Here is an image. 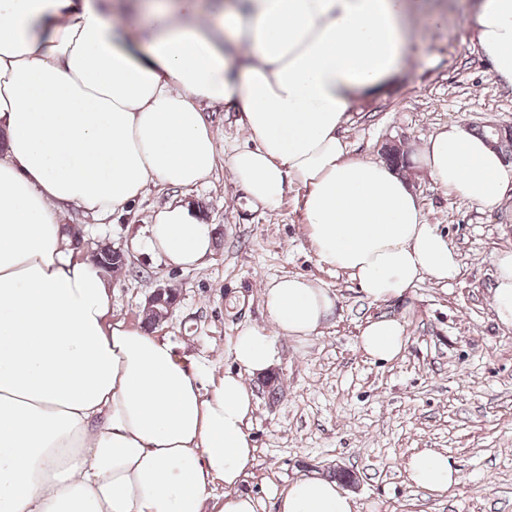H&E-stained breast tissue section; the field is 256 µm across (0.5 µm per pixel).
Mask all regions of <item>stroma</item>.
Returning a JSON list of instances; mask_svg holds the SVG:
<instances>
[{"label":"stroma","instance_id":"obj_1","mask_svg":"<svg viewBox=\"0 0 512 512\" xmlns=\"http://www.w3.org/2000/svg\"><path fill=\"white\" fill-rule=\"evenodd\" d=\"M470 13L471 0H462L444 26L419 30L405 71L352 104L340 130L351 157L381 159L388 141L413 147L451 121L512 126V84L495 76ZM203 116L222 155L206 182L191 190L152 182L107 219L71 209L61 221L83 225L74 248L83 260L105 245L124 247L171 203L190 204L211 224L213 252L201 266L177 269L131 251L128 272L112 285L114 318L134 326L156 287H176L177 304L153 333L187 361L228 357L239 329L267 323L260 291L276 278L314 277L335 296V313L318 334L280 339L272 368L279 390L250 381L255 463L241 491L258 498V512H276L275 495L292 480L339 466L356 478L358 512H512V328L498 324L490 303L493 256L512 248V195L481 210L415 173L425 220L447 232L460 274L446 286L421 280L400 301H374L318 264L301 187L290 185L272 211L251 208L243 192L229 189L225 159L245 142L239 110L212 104ZM382 316L404 320L406 344L393 362L376 364L357 343L366 321ZM424 448L456 464L458 484L411 482L404 464Z\"/></svg>","mask_w":512,"mask_h":512}]
</instances>
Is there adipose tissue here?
<instances>
[{"label": "adipose tissue", "mask_w": 512, "mask_h": 512, "mask_svg": "<svg viewBox=\"0 0 512 512\" xmlns=\"http://www.w3.org/2000/svg\"><path fill=\"white\" fill-rule=\"evenodd\" d=\"M440 26L418 0H0V512H258L238 486L253 467L246 378L332 316L320 280L288 275L262 291L272 328L249 324L215 373L157 336L113 318L109 277L75 258L59 219L103 216L158 181L189 189L219 155L203 103L242 107L245 146L229 157L249 204L277 208L304 190L303 224L320 265L367 298L403 297L422 278L457 279V254L426 223L407 179L351 158L338 131L352 103L407 66L410 17ZM472 20L497 76L512 83V0H477ZM442 188L483 210L512 189V164L451 122L416 149ZM131 249L194 267L210 225L184 203L159 210ZM492 307L512 327V251L494 258ZM403 322L368 320L359 351L387 363ZM412 482H458L423 449ZM223 483V499L209 492ZM279 512H356L318 475L277 494Z\"/></svg>", "instance_id": "ef3b65f1"}]
</instances>
